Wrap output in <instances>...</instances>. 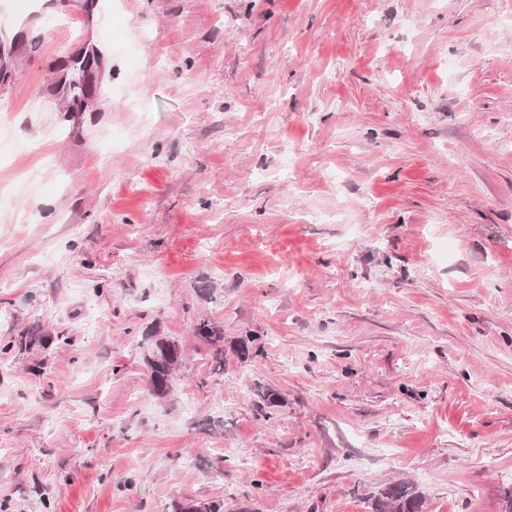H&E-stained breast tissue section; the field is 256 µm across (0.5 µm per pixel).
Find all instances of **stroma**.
Wrapping results in <instances>:
<instances>
[{"mask_svg":"<svg viewBox=\"0 0 512 512\" xmlns=\"http://www.w3.org/2000/svg\"><path fill=\"white\" fill-rule=\"evenodd\" d=\"M14 2L0 502L370 512L404 479L501 512L512 0H93L65 50ZM154 334L182 351L165 400Z\"/></svg>","mask_w":512,"mask_h":512,"instance_id":"1","label":"stroma"}]
</instances>
